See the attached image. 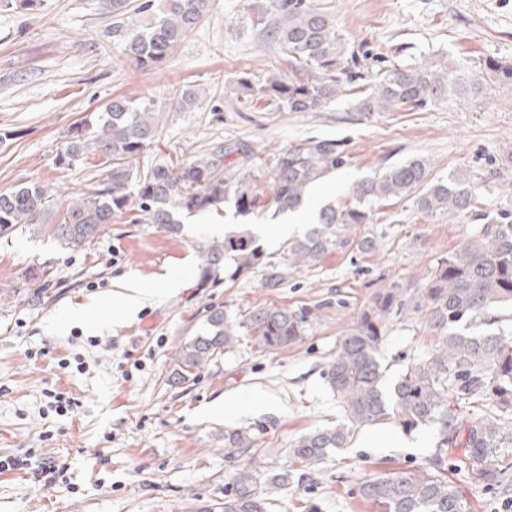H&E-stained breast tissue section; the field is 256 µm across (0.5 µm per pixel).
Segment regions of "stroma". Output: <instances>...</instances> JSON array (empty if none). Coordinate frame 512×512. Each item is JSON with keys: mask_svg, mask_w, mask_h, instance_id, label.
<instances>
[{"mask_svg": "<svg viewBox=\"0 0 512 512\" xmlns=\"http://www.w3.org/2000/svg\"><path fill=\"white\" fill-rule=\"evenodd\" d=\"M262 3L214 0L148 71L125 61L99 0L0 8V134L12 135L0 144V191L23 183L87 190L97 155L66 169L57 164L69 128L114 96H148L163 127L157 147L135 162L142 170L237 142L254 152L253 184L265 193L275 154L317 137L338 141L348 163L310 196L312 207L343 203L354 182L419 156L431 175L466 173L482 209L512 217V86L495 72L483 71L487 91L477 100L414 112L355 106L359 90L396 63L446 56L512 64V0H325L347 43L368 59L361 79L314 112H269L262 101L224 92L239 73L257 83L289 70L287 57L242 22ZM188 84L201 99L192 111H177L175 92ZM235 223L229 209L187 218L176 235L118 220L76 252L37 230L0 238V512H214L242 465L281 471L294 440L340 419L322 371L374 295L391 286L415 293L440 256L483 226L468 215L423 214L408 197L382 201L352 229L351 243L295 271L282 288H263L257 271L199 287V243L212 239V225L229 231ZM365 236L374 242L368 253L355 245ZM37 267L52 271L50 288L38 291L26 280ZM127 282L157 297L120 318L112 295ZM211 305L233 318L273 306L309 311L311 319L286 348L260 353L245 343L195 383L167 382L177 347ZM437 338L422 316L392 317L381 348L388 381ZM242 395L259 406L225 409ZM237 429L255 430V441L231 454L224 435ZM407 438L406 448L333 451L305 468L274 512H298L301 501L316 512H373L358 493L363 481L425 465L435 451V428Z\"/></svg>", "mask_w": 512, "mask_h": 512, "instance_id": "35a3bbf8", "label": "stroma"}]
</instances>
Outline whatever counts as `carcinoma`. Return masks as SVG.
Returning a JSON list of instances; mask_svg holds the SVG:
<instances>
[{
  "mask_svg": "<svg viewBox=\"0 0 512 512\" xmlns=\"http://www.w3.org/2000/svg\"><path fill=\"white\" fill-rule=\"evenodd\" d=\"M112 9V39L125 59L139 70L160 66L173 49L210 13L213 0H140L127 14V0H106ZM248 20L265 39L288 56L289 75L273 73L261 83L248 73L224 92L261 99L268 110L313 112L337 97L353 81L365 53L349 47L333 16L318 0H266ZM486 87L473 65L453 60L423 61L384 70L357 101L361 112L415 111L429 103L480 97ZM200 100L193 85L177 94L176 106L190 111ZM161 136V112L149 97L116 96L96 115L68 130L59 164L72 166L93 151L106 167L88 190L58 202L40 184L0 192V234L20 227L42 229L61 246L80 248L100 237L115 218L132 224H155L175 233L182 218L231 204L238 216H262L272 209L285 214L301 206L310 189L346 163L335 140L304 139L275 155L269 171L272 192L254 190L253 152L219 147L182 162L161 161L146 170L133 162ZM430 164L415 157L354 183L351 201L326 203L316 221L297 239L285 243L284 257L267 260L248 229L199 246L198 285L217 288L258 269L261 285L275 290L293 271L320 264L349 243L345 233L369 220L371 206L382 200L413 196L421 212L459 217L472 211L486 221L479 234L442 257L434 277L412 297L400 289L378 293L343 335L323 376L343 410V419L317 428L291 445L292 459L311 464L344 448L356 430L394 419L408 431L423 425L438 428L435 452L424 466L388 472L360 485V496L375 512H464L456 484L461 475L490 492L507 487L512 473V335L496 316L512 306V221L478 209L467 176L452 172L430 177ZM408 310L422 314L440 334L434 348L413 360L396 383L385 384L380 359L384 329L391 316ZM310 314L286 308L259 307L233 319L222 306H211L198 331L181 341L169 378L175 384L195 381L200 369L233 354L244 337L260 352L294 343ZM470 411L461 433L457 409ZM465 443L468 454L448 462L449 449ZM251 433L224 436L228 448H248ZM292 470L265 473L248 463L224 493L220 512H271L274 495L294 482Z\"/></svg>",
  "mask_w": 512,
  "mask_h": 512,
  "instance_id": "obj_1",
  "label": "carcinoma"
}]
</instances>
